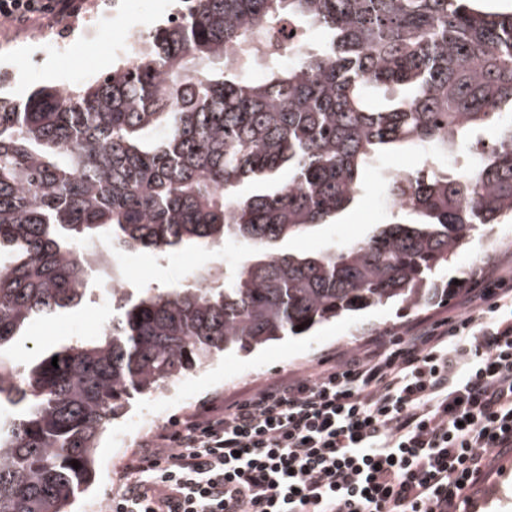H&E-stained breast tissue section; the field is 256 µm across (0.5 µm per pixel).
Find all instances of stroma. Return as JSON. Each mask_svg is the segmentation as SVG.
<instances>
[{
    "instance_id": "obj_1",
    "label": "stroma",
    "mask_w": 512,
    "mask_h": 512,
    "mask_svg": "<svg viewBox=\"0 0 512 512\" xmlns=\"http://www.w3.org/2000/svg\"><path fill=\"white\" fill-rule=\"evenodd\" d=\"M97 2L82 0L78 16L64 31L46 24L0 30V90L23 101L42 85L64 88L88 84L117 63L116 47L129 26L149 33L169 19L177 4V0H125L124 11L112 15L102 13ZM421 160V152L410 148L382 154L368 171L357 203L342 211L335 222L319 225L295 239L292 249L316 252L342 246L368 237L377 225L395 222L396 211L386 199L387 179L391 174L419 167ZM97 250L98 272L85 301L73 310L35 323L29 330L23 357L51 352L77 338L96 337L99 328L107 326L112 318V302L105 292L113 278H121L129 289L173 288L191 283L199 267L220 268L225 260L220 246L204 252L186 249L159 254L138 250L116 256L103 242ZM511 257L509 220L492 225L490 233H476L467 248L442 271L443 279L458 283L446 301L426 309L405 310L393 304L378 307L249 353L228 352L204 369L156 391L153 397L135 398L123 415L111 421L96 453L95 478L75 499L71 512H102L112 493L113 479L153 432L187 414L244 397L256 386L303 370L373 337L404 330L420 320L447 317L467 298L469 285L460 282L461 271H468L470 280H475ZM473 512H512V466L503 475L492 477L476 494Z\"/></svg>"
}]
</instances>
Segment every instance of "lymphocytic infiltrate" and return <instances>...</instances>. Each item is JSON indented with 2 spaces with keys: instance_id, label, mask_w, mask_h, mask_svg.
<instances>
[{
  "instance_id": "1",
  "label": "lymphocytic infiltrate",
  "mask_w": 512,
  "mask_h": 512,
  "mask_svg": "<svg viewBox=\"0 0 512 512\" xmlns=\"http://www.w3.org/2000/svg\"><path fill=\"white\" fill-rule=\"evenodd\" d=\"M78 0H0V25ZM109 512H468L512 453V269L420 321L146 440Z\"/></svg>"
}]
</instances>
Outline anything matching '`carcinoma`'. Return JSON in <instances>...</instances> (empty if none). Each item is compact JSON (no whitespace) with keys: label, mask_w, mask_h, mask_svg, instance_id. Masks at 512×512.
<instances>
[{"label":"carcinoma","mask_w":512,"mask_h":512,"mask_svg":"<svg viewBox=\"0 0 512 512\" xmlns=\"http://www.w3.org/2000/svg\"><path fill=\"white\" fill-rule=\"evenodd\" d=\"M178 12L134 63L88 85L0 96V405L13 407L0 416V512H67L109 421L228 351L448 298L440 272L512 218V119L500 121L512 13L481 0H183ZM295 19L289 65L254 79L231 57ZM312 27L325 33L315 52ZM494 120L496 145L475 162L389 182L413 221L334 250L277 249L348 208L380 151L453 157ZM101 240L158 253L222 243L240 259L217 287L208 273L121 292L102 336L15 362L35 321L85 296L81 244Z\"/></svg>","instance_id":"carcinoma-1"}]
</instances>
